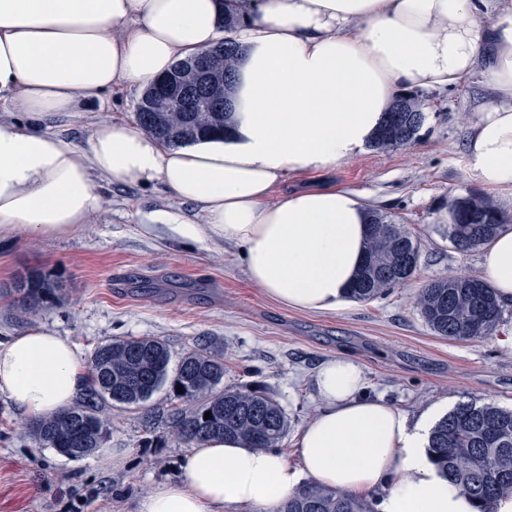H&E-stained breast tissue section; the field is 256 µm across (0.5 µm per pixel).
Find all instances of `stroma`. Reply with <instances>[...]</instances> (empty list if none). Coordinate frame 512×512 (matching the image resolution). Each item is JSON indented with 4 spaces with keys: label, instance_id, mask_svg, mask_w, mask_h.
Segmentation results:
<instances>
[{
    "label": "stroma",
    "instance_id": "stroma-1",
    "mask_svg": "<svg viewBox=\"0 0 512 512\" xmlns=\"http://www.w3.org/2000/svg\"><path fill=\"white\" fill-rule=\"evenodd\" d=\"M142 92L104 102L54 133L85 144L103 121L134 122ZM428 118L416 140L392 150H368L326 179L363 194L370 208L403 226L420 243L415 276L387 295L350 301L319 314L278 304L251 283L238 247L203 241L184 246L164 231L143 236L149 212L176 206L163 184L111 186L104 210L59 239L18 235L0 241V338L38 322L68 337L84 355L118 337L154 336L173 359L212 341L224 354V386L258 387L288 417L278 451L299 464L296 436L316 413L314 376L326 361L348 355L362 366L369 394L383 396L412 418L441 419L470 399L512 408V303L491 336L455 342L435 336L414 305L430 280L482 273L481 252L457 250L448 237V205L479 190L465 162L478 112L494 98L480 74L453 88L423 91ZM40 270L60 292L17 315L16 277ZM28 419L0 397V512H139L153 487L180 472L190 446L165 425L147 431L142 410L116 409L100 448L72 460L21 432ZM122 454L113 463V451Z\"/></svg>",
    "mask_w": 512,
    "mask_h": 512
}]
</instances>
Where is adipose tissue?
Wrapping results in <instances>:
<instances>
[{"label":"adipose tissue","mask_w":512,"mask_h":512,"mask_svg":"<svg viewBox=\"0 0 512 512\" xmlns=\"http://www.w3.org/2000/svg\"><path fill=\"white\" fill-rule=\"evenodd\" d=\"M231 11L242 23L226 31ZM241 48L226 138L172 146L105 121L85 145L52 133L105 92L144 88L224 38ZM482 72L466 164L512 203V0H0V239H54L100 213L98 181L162 182L197 217L155 211L142 232L184 244L240 245L247 276L276 302L333 312L349 302L369 207L345 188L280 192L363 152L392 98ZM23 120H16V113ZM483 278L512 301V226L483 249ZM87 384L80 347L34 324L0 340V396L29 419L67 410ZM320 406L301 429L300 467L237 440L196 444L140 512H224L284 503L302 479L355 495L383 490L380 512H476L430 462L423 422L368 396L347 355L315 377Z\"/></svg>","instance_id":"obj_1"}]
</instances>
